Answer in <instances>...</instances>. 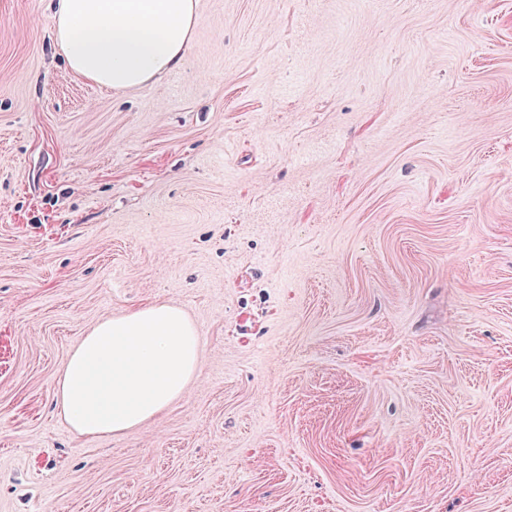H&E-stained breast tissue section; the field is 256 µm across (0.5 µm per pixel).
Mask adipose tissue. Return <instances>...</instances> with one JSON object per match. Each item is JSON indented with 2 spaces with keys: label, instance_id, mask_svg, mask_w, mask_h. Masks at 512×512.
I'll return each instance as SVG.
<instances>
[{
  "label": "adipose tissue",
  "instance_id": "adipose-tissue-1",
  "mask_svg": "<svg viewBox=\"0 0 512 512\" xmlns=\"http://www.w3.org/2000/svg\"><path fill=\"white\" fill-rule=\"evenodd\" d=\"M53 15L55 42L72 72L112 89L177 67L196 21L194 0H55ZM200 362V336L186 313L149 304L81 338L59 372L55 405L79 436H120L160 415Z\"/></svg>",
  "mask_w": 512,
  "mask_h": 512
}]
</instances>
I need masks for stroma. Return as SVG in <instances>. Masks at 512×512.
I'll return each instance as SVG.
<instances>
[{
    "label": "stroma",
    "instance_id": "stroma-1",
    "mask_svg": "<svg viewBox=\"0 0 512 512\" xmlns=\"http://www.w3.org/2000/svg\"><path fill=\"white\" fill-rule=\"evenodd\" d=\"M162 79L0 0V512H512V0H196ZM154 302L183 395L76 435L58 373Z\"/></svg>",
    "mask_w": 512,
    "mask_h": 512
}]
</instances>
